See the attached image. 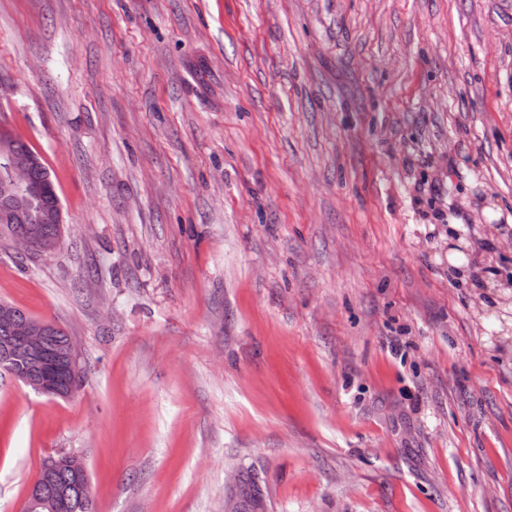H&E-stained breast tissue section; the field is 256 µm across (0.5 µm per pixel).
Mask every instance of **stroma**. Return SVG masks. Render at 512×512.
I'll return each mask as SVG.
<instances>
[{
	"mask_svg": "<svg viewBox=\"0 0 512 512\" xmlns=\"http://www.w3.org/2000/svg\"><path fill=\"white\" fill-rule=\"evenodd\" d=\"M52 172L0 301V512H512V0H0V130ZM462 259L469 277L453 264ZM58 197L55 189L51 191L50 196L46 199L45 205L34 204L27 206L26 218L24 224H0L2 230L10 236L26 231L28 228H38L41 234L50 239H59L60 225L63 224L62 213H59V224H56L54 215L52 214L58 203ZM44 328V325L32 323L21 327L15 326L13 336H10V327L0 322V368L3 336H9L5 341L7 352L29 364L43 366L45 370L51 372L56 365V355L47 351L43 346ZM53 488L66 492L68 500L66 512H93L92 500L83 488L81 481L77 480L68 470L60 469L55 472Z\"/></svg>",
	"mask_w": 512,
	"mask_h": 512,
	"instance_id": "obj_1",
	"label": "stroma"
}]
</instances>
